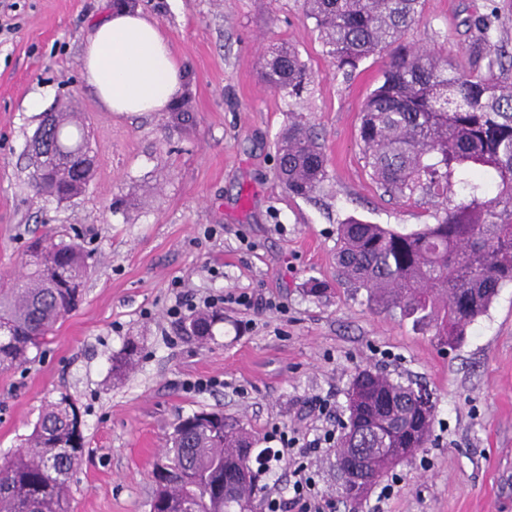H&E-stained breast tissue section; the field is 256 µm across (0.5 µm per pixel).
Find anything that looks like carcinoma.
<instances>
[{"label":"carcinoma","mask_w":512,"mask_h":512,"mask_svg":"<svg viewBox=\"0 0 512 512\" xmlns=\"http://www.w3.org/2000/svg\"><path fill=\"white\" fill-rule=\"evenodd\" d=\"M422 0H304L328 53L344 74L403 41L421 15ZM475 31L470 66L462 69L431 48L398 47L388 54L378 85L362 106L359 140L371 178L384 194L410 201L448 198L457 182L459 202L435 223L409 233L350 218L338 228L339 275L367 292L373 306L430 333L450 349L485 315L499 288L512 284V56L495 36L494 21L467 20ZM260 76L272 89L299 97L310 75L296 49L278 46L264 57ZM68 110L45 117L32 146L30 178L42 195L59 201L85 192L93 167L84 126ZM277 174L289 193L309 197L326 181L318 137L293 120L277 138ZM26 272L0 281V368L27 361L56 323L76 305L92 265L77 242L62 235L33 241ZM220 314L201 311L186 331L211 335ZM139 346L130 343L113 371L130 370ZM404 385L364 369L348 392L350 428L339 445L366 448L369 477L392 469L384 448H424L434 416L422 414ZM257 440L224 412L179 420L153 471L155 512H235L259 497V473L240 481ZM84 436L79 409L65 395L47 404L21 448L0 463V512H69L71 477L81 462Z\"/></svg>","instance_id":"obj_1"}]
</instances>
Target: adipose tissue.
<instances>
[{
    "label": "adipose tissue",
    "instance_id": "obj_1",
    "mask_svg": "<svg viewBox=\"0 0 512 512\" xmlns=\"http://www.w3.org/2000/svg\"><path fill=\"white\" fill-rule=\"evenodd\" d=\"M83 77L107 112H160L172 104L185 72L158 21L137 10H105L83 53Z\"/></svg>",
    "mask_w": 512,
    "mask_h": 512
}]
</instances>
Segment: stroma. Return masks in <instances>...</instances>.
Returning a JSON list of instances; mask_svg holds the SVG:
<instances>
[{
  "mask_svg": "<svg viewBox=\"0 0 512 512\" xmlns=\"http://www.w3.org/2000/svg\"><path fill=\"white\" fill-rule=\"evenodd\" d=\"M499 0H423L409 46L466 63V21ZM184 67L195 124L173 112L102 111L81 70L101 0H0V279L21 275L30 241L78 236L94 264L76 309L23 366L0 369V458L29 435L47 401L68 396L85 450L71 512H150L152 471L178 417L223 410L258 447L279 434L340 432L363 368L426 387L436 402L427 448L379 479L358 510L341 494L333 448L312 462L324 512H512V286L500 288L461 348L378 312L336 267L339 224L356 217L401 232L433 223L440 199H390L358 140L361 108L385 61L344 76L302 0H134ZM293 44L311 80L291 98L260 78L262 55ZM43 97L41 111L26 102ZM80 112L96 159L87 190L66 203L29 179L28 144L62 99ZM319 136L328 179L288 193L275 142L294 117ZM320 281L315 297L305 288ZM184 282L177 291L176 282ZM265 298L223 304L206 339L168 315L177 294ZM135 369L112 372L127 343ZM325 399L328 413L313 402Z\"/></svg>",
  "mask_w": 512,
  "mask_h": 512,
  "instance_id": "1",
  "label": "stroma"
}]
</instances>
